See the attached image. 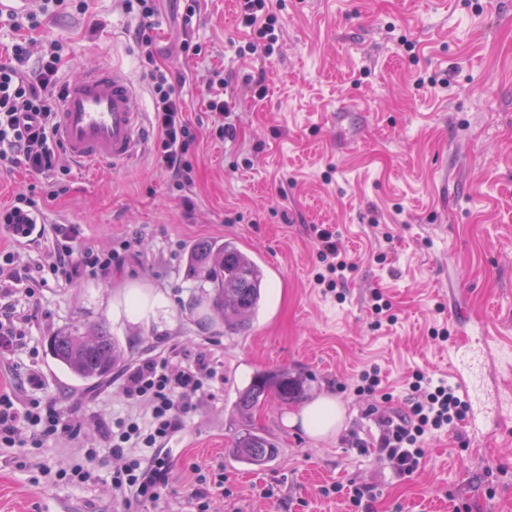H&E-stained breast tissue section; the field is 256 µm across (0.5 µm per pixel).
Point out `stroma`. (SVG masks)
Returning <instances> with one entry per match:
<instances>
[{"label":"stroma","instance_id":"35a3bbf8","mask_svg":"<svg viewBox=\"0 0 512 512\" xmlns=\"http://www.w3.org/2000/svg\"><path fill=\"white\" fill-rule=\"evenodd\" d=\"M80 13L43 15L34 28L0 27V63L16 35L64 47L62 79L113 65L152 110L151 64L181 73L183 111L197 133L189 149L195 207L156 164L150 132L123 167L96 174L71 164L62 179L0 171V203L33 189L43 211L77 224L103 250L132 241L110 280L83 278L35 290L21 345L0 364V394L20 392L29 366L52 407L78 416V438L42 448L0 447V512H117L107 434L126 413L119 378L86 388L47 350L52 333L96 325L117 337L118 370L159 351L206 350L222 380L168 445L170 472L155 505L134 512H350L346 486L371 487L372 512H512V0H270L279 40L272 56L250 51L238 0H158L155 61L137 42L140 20L125 0H88ZM190 31L198 54L180 51ZM225 80L236 129L220 140L207 108L210 79ZM264 76L266 92L252 80ZM66 190L51 196L54 181ZM332 228L353 268L344 299L323 294L312 225ZM237 240L269 274L252 326L228 335L208 317L201 282L183 256L201 240ZM391 304L372 327L370 294ZM456 290L466 322L448 314ZM449 332L438 342L431 328ZM380 371L398 408L413 371L457 384L463 368L470 415L432 433L425 459L400 478L374 451L379 428L357 395L358 374ZM287 367L310 399L344 407L336 433L320 439L288 425L301 405L270 403L253 420L277 443L272 461L246 468L229 450L239 431L238 391L255 371ZM96 452L93 482H37L29 454L67 465ZM342 492H333V485ZM201 500H193V490Z\"/></svg>","mask_w":512,"mask_h":512}]
</instances>
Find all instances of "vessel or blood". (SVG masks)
Returning <instances> with one entry per match:
<instances>
[{
  "instance_id": "obj_1",
  "label": "vessel or blood",
  "mask_w": 512,
  "mask_h": 512,
  "mask_svg": "<svg viewBox=\"0 0 512 512\" xmlns=\"http://www.w3.org/2000/svg\"><path fill=\"white\" fill-rule=\"evenodd\" d=\"M127 74L105 65L60 89L55 138L72 161L96 169L127 163L141 143L145 115Z\"/></svg>"
}]
</instances>
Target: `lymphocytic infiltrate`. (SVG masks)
<instances>
[{
    "label": "lymphocytic infiltrate",
    "instance_id": "lymphocytic-infiltrate-1",
    "mask_svg": "<svg viewBox=\"0 0 512 512\" xmlns=\"http://www.w3.org/2000/svg\"><path fill=\"white\" fill-rule=\"evenodd\" d=\"M30 44L16 41L13 61L0 64V168L24 166L35 174H67L69 167L54 138L55 92L62 56L56 43L41 51L32 72L21 71L29 60ZM154 110L151 124L158 132L156 162L171 173L181 190L185 208L193 203L185 190L193 184V165L187 158L195 132L183 115L176 85L168 71L150 72ZM38 206L32 191L16 194L12 204L0 208V224L11 238L34 252V259L19 264L11 286L15 295L31 297L34 286L63 287L91 276L107 279L120 267V252L100 251L89 241H78L74 227L67 224L36 225L33 215ZM320 259L325 267L315 283L324 292H336L351 264L325 227L315 228ZM220 377L206 352L191 358H175L158 353L142 360L122 375L121 393L128 406L126 415L113 423L108 439L114 456L123 464L112 473V490L125 504L155 503L168 480L166 445L178 431L185 416L214 396ZM27 394H0V447L12 448L20 430H30L32 447H42L48 438L66 434L77 437L80 421L42 405L32 393L42 382L35 369L25 377ZM381 427L377 440L379 455L399 475L411 476L424 455L428 434L463 421L467 405L456 389L445 382H432L421 372L407 380L402 407L379 410L368 405Z\"/></svg>",
    "mask_w": 512,
    "mask_h": 512
}]
</instances>
